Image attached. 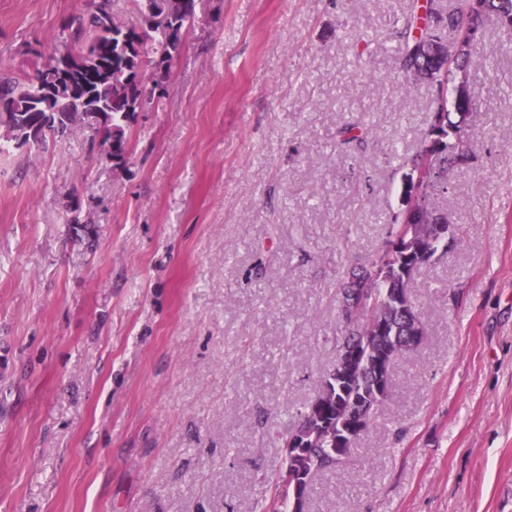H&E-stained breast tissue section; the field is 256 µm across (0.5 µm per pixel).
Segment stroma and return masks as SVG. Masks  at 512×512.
<instances>
[{
	"label": "stroma",
	"instance_id": "stroma-1",
	"mask_svg": "<svg viewBox=\"0 0 512 512\" xmlns=\"http://www.w3.org/2000/svg\"><path fill=\"white\" fill-rule=\"evenodd\" d=\"M414 0H197L121 166L89 127L0 137V512H262L336 363V292L430 142L395 22ZM90 0H0V72ZM453 84L470 159L431 196L462 242L410 291L426 335L305 512H512V54ZM367 135L354 154L339 129ZM82 226L72 229L73 219Z\"/></svg>",
	"mask_w": 512,
	"mask_h": 512
}]
</instances>
